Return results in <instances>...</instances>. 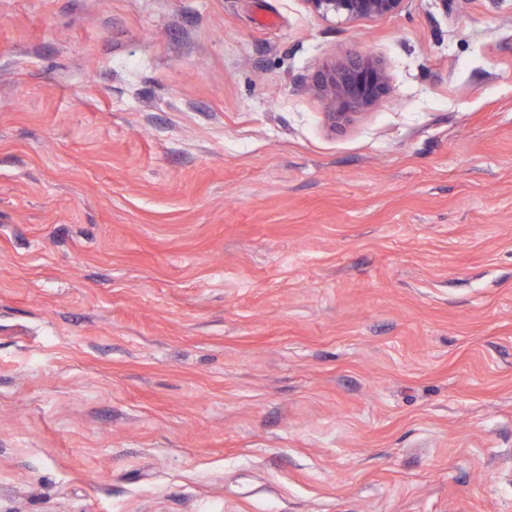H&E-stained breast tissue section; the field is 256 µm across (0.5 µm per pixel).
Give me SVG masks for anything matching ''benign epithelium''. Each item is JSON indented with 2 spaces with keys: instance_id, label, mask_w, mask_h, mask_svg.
Instances as JSON below:
<instances>
[{
  "instance_id": "1",
  "label": "benign epithelium",
  "mask_w": 512,
  "mask_h": 512,
  "mask_svg": "<svg viewBox=\"0 0 512 512\" xmlns=\"http://www.w3.org/2000/svg\"><path fill=\"white\" fill-rule=\"evenodd\" d=\"M308 11L325 20L351 22L398 15L405 0H302ZM314 91L323 101L331 129L349 124L356 113L377 101L388 89L386 74L371 55L357 49L341 52L318 72Z\"/></svg>"
}]
</instances>
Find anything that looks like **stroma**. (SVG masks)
Segmentation results:
<instances>
[{"instance_id":"35a3bbf8","label":"stroma","mask_w":512,"mask_h":512,"mask_svg":"<svg viewBox=\"0 0 512 512\" xmlns=\"http://www.w3.org/2000/svg\"><path fill=\"white\" fill-rule=\"evenodd\" d=\"M0 512H512V0H0ZM406 0H303L308 11L325 21L351 22L398 15ZM314 91L323 101V112L329 127L336 131L349 124L360 112H349L371 106L388 89L386 74L371 55L357 49L341 52L318 72Z\"/></svg>"}]
</instances>
